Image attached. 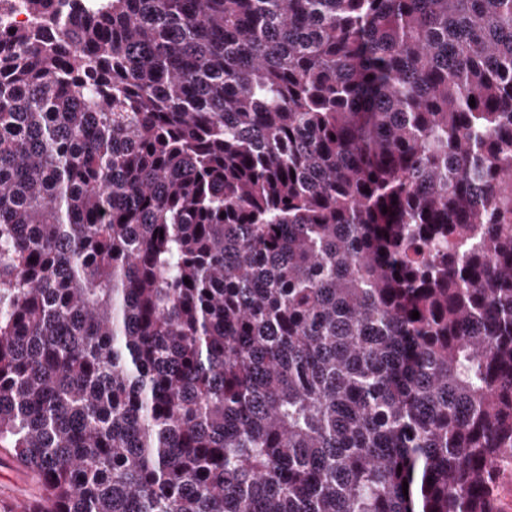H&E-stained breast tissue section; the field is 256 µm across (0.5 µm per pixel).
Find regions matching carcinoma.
Instances as JSON below:
<instances>
[{
	"instance_id": "obj_1",
	"label": "carcinoma",
	"mask_w": 512,
	"mask_h": 512,
	"mask_svg": "<svg viewBox=\"0 0 512 512\" xmlns=\"http://www.w3.org/2000/svg\"><path fill=\"white\" fill-rule=\"evenodd\" d=\"M82 2L0 19L34 512H500L512 0Z\"/></svg>"
}]
</instances>
